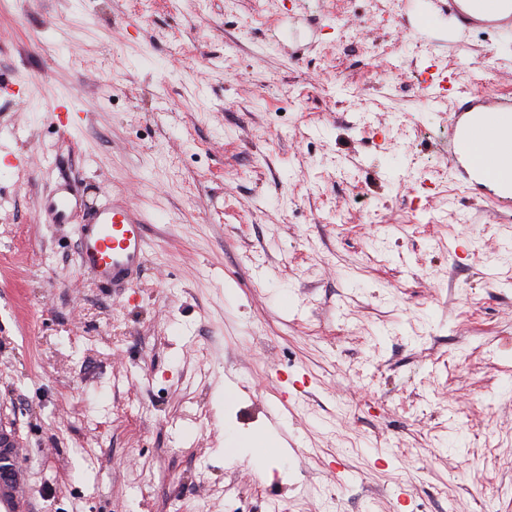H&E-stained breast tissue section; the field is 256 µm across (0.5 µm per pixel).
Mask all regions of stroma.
I'll use <instances>...</instances> for the list:
<instances>
[{"label":"stroma","instance_id":"stroma-1","mask_svg":"<svg viewBox=\"0 0 512 512\" xmlns=\"http://www.w3.org/2000/svg\"><path fill=\"white\" fill-rule=\"evenodd\" d=\"M404 0H0V423L21 512H512V209L448 163L512 34ZM69 178L86 202L44 223ZM124 194L130 288L80 267ZM271 429L277 454L244 443Z\"/></svg>","mask_w":512,"mask_h":512}]
</instances>
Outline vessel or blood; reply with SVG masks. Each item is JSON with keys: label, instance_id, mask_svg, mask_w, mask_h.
Here are the masks:
<instances>
[{"label": "vessel or blood", "instance_id": "obj_1", "mask_svg": "<svg viewBox=\"0 0 512 512\" xmlns=\"http://www.w3.org/2000/svg\"><path fill=\"white\" fill-rule=\"evenodd\" d=\"M453 31H512V0H428ZM457 119L448 136L451 154L467 164L464 179L512 186V167L490 165L487 145L512 138V99L484 91L459 97L452 107ZM83 200L68 182H61L39 208L49 224L70 223ZM143 221L122 197L99 208L79 234V258L105 288L132 286L145 261Z\"/></svg>", "mask_w": 512, "mask_h": 512}]
</instances>
